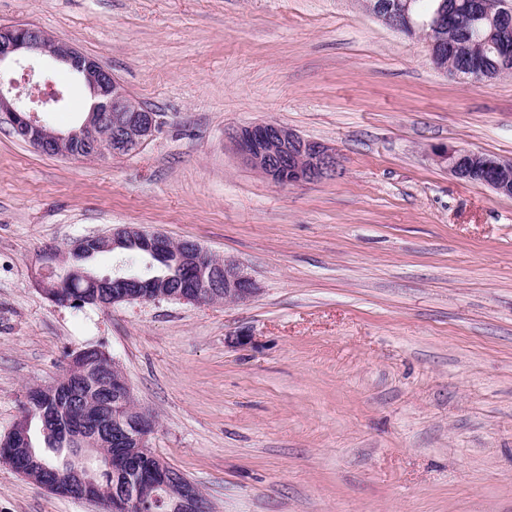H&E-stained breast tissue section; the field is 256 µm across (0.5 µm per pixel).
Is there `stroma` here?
<instances>
[{"instance_id": "35a3bbf8", "label": "stroma", "mask_w": 512, "mask_h": 512, "mask_svg": "<svg viewBox=\"0 0 512 512\" xmlns=\"http://www.w3.org/2000/svg\"><path fill=\"white\" fill-rule=\"evenodd\" d=\"M96 57L161 128L139 151L45 155L0 123V434L69 352L103 345L157 418L150 446L213 512H512V198L436 146L512 159V76L436 70L358 0H0ZM47 113L90 100L66 67ZM274 121L342 171L267 183L229 135ZM159 230L239 261L241 304L73 309L45 246ZM0 512H101L0 462Z\"/></svg>"}]
</instances>
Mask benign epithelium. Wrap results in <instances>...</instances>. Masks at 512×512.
I'll return each instance as SVG.
<instances>
[{
	"label": "benign epithelium",
	"mask_w": 512,
	"mask_h": 512,
	"mask_svg": "<svg viewBox=\"0 0 512 512\" xmlns=\"http://www.w3.org/2000/svg\"><path fill=\"white\" fill-rule=\"evenodd\" d=\"M362 8L386 26L418 36L424 41L433 65L459 79L484 81L512 72V56L501 53L484 58L482 73L448 69V28L444 6L429 15L411 12L413 0H360ZM481 9L496 18L495 30L503 44L512 42V3L508 0H482ZM50 63L67 67L87 88L92 103L84 119L66 132L58 131L21 103L20 88L33 81ZM22 70L21 77L0 81V119L6 121L12 132L31 140L39 134L45 143L57 149L64 157L78 158L77 148L94 139L98 131L112 124V143L98 146L88 157L108 153L122 157L140 150L158 133L161 119L151 108L133 97L127 88L97 58L88 56L72 43L57 38L41 28L24 23L0 25V72ZM232 140L241 159L278 186H295L321 181L335 175L340 167L336 148L316 139L306 138L295 130L277 122H263L239 127ZM437 160L445 164L455 178L490 188L500 196L512 197V160H501L466 148L438 147ZM136 236L147 250L164 255L174 249L173 242L158 231L148 232L137 227L123 226L113 229L102 241L104 248H118ZM70 275L67 266L45 255L36 274L35 284L51 302H58L61 288ZM195 287L172 292L166 281L153 277L148 286L135 293L138 278L125 267L117 266L112 273L95 278L102 288L112 289V305L130 302L178 301L204 304L217 300L241 303L260 292L257 280L236 260L221 259L216 265L200 263L195 268ZM109 368L119 386L117 402L130 400L132 390L120 365L112 360ZM137 421L131 428L120 431L107 428L99 433L103 440L116 437L140 453L150 457L149 440L157 429V421L150 411L135 405ZM101 458L94 448H69L62 461L68 467L69 480L77 482L83 492L96 487L97 470ZM179 507L193 512L196 506L197 485L188 480L178 492ZM106 512H130L141 508L138 491L124 487L112 498L100 502Z\"/></svg>",
	"instance_id": "obj_1"
}]
</instances>
